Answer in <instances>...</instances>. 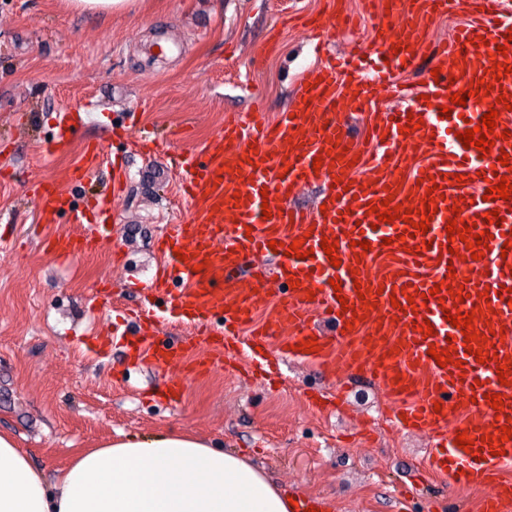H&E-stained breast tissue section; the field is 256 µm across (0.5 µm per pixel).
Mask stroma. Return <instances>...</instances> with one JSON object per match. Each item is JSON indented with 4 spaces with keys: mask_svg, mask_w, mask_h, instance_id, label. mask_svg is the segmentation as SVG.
<instances>
[{
    "mask_svg": "<svg viewBox=\"0 0 512 512\" xmlns=\"http://www.w3.org/2000/svg\"><path fill=\"white\" fill-rule=\"evenodd\" d=\"M345 14L359 25H338ZM375 22L363 0H135L108 17L68 0H0V432L36 469L51 476L79 449L182 430L243 454L290 495L323 498L327 512H448L452 501L480 512L492 484L429 470L432 434L397 427L377 384L291 357L267 385L232 363L206 365L203 345L156 370L94 345L120 323L140 336L121 311L154 278L158 236L190 209L175 175L136 152L139 136L180 125L185 147H199L227 117L277 116L319 51L350 53ZM161 43L173 53L154 56ZM89 99L76 142L49 157L58 112ZM87 140L104 143L99 158ZM117 157L128 183L110 224L41 222L39 183L52 178L80 203L105 189ZM75 167L83 182L69 180ZM60 235L96 244L62 260L45 248ZM179 380L182 400L168 405L159 391Z\"/></svg>",
    "mask_w": 512,
    "mask_h": 512,
    "instance_id": "stroma-1",
    "label": "stroma"
}]
</instances>
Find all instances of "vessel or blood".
<instances>
[{
	"mask_svg": "<svg viewBox=\"0 0 512 512\" xmlns=\"http://www.w3.org/2000/svg\"><path fill=\"white\" fill-rule=\"evenodd\" d=\"M399 24L372 29L367 45L342 58L327 57L300 78L298 91L276 121L255 114L246 121L225 125L200 149L180 155L175 174L190 200L187 221L171 225L157 241L158 277L143 295L139 313L156 323L180 314L197 326V342L206 343L212 364L234 359L264 372L272 369L270 332L289 330L281 345L291 356L294 345L313 340L317 349L309 361L371 379L395 401L404 403V427L436 434L429 463L435 471L454 475L456 482L472 484L499 475L497 493L485 512H512V479L502 473L512 468V440L501 441L500 428L512 420V372L500 383L496 370L512 356V198H486L487 188L501 178L512 180V164L499 161L512 155V136L496 139L490 153L464 148L458 135L481 123L496 108V130L512 133V74L493 81L491 55L505 46L502 63L512 67V0H473L471 20L457 29L448 43L427 50L422 34L430 17L457 11L458 0H385ZM429 56L438 77H426L412 88L401 74L413 71ZM492 80L489 94L469 95L465 105L451 104L453 93L467 92L470 83ZM395 105L377 109L380 94ZM505 103H498V96ZM450 114H443V106ZM372 111L370 149L353 142L342 112ZM420 120V129L406 130L408 119ZM74 140L72 112H59L57 133L46 149L56 153ZM321 168H314V158ZM325 184V211L306 212L292 207L295 191L309 183ZM438 198L426 234L408 236V223L397 218L379 221L374 206L393 199L420 209L430 187ZM271 200L270 217L262 203ZM39 211L52 222L67 195L54 180H46L37 194ZM460 213H453V206ZM69 207V206H68ZM498 212L501 223L486 221ZM460 216L477 231L490 232L482 259L475 260L465 242L449 241L445 227ZM301 240L312 258L299 259L273 252L270 241L291 245ZM335 242L339 266H332L322 240ZM372 248L357 256L355 242ZM56 257L68 259L92 249L91 239L58 237L47 241ZM411 251L423 273L412 272L397 258ZM273 257L274 268L252 267L251 287H241L232 273L257 256ZM454 279H447L448 270ZM449 288H442V280ZM461 287L468 297L457 304L450 288ZM438 296H430V289ZM270 295L274 303L263 325H256L257 304ZM491 305L490 317H478L474 328L486 335L484 362L468 353L460 331L444 312L461 313ZM330 312L337 332L329 336L315 323V312ZM223 322L222 335H213V319ZM430 321L434 333L423 336L418 326ZM196 342H174L156 337L130 341L140 363L156 369L171 361H187ZM450 351L452 364L439 366L432 351ZM501 394L503 411L487 398ZM456 422L467 432L471 450L459 448L445 428Z\"/></svg>",
	"mask_w": 512,
	"mask_h": 512,
	"instance_id": "1",
	"label": "vessel or blood"
}]
</instances>
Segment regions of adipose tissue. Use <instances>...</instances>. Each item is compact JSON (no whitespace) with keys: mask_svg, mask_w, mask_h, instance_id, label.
<instances>
[{"mask_svg":"<svg viewBox=\"0 0 512 512\" xmlns=\"http://www.w3.org/2000/svg\"><path fill=\"white\" fill-rule=\"evenodd\" d=\"M0 512H292L245 456L189 432L126 437L47 477L0 433Z\"/></svg>","mask_w":512,"mask_h":512,"instance_id":"1","label":"adipose tissue"}]
</instances>
